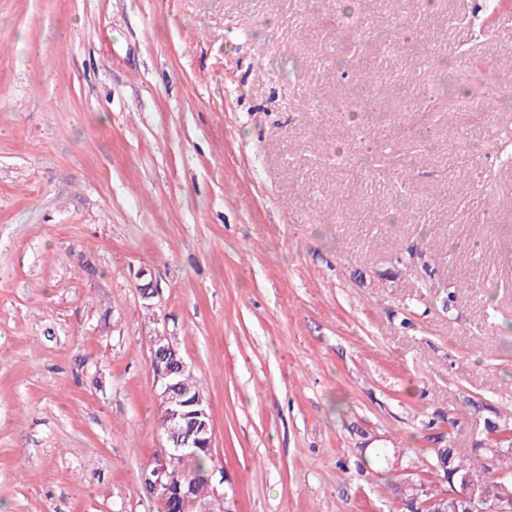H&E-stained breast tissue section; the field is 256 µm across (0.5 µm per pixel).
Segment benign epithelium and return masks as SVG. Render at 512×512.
Segmentation results:
<instances>
[{
  "label": "benign epithelium",
  "instance_id": "7a95c632",
  "mask_svg": "<svg viewBox=\"0 0 512 512\" xmlns=\"http://www.w3.org/2000/svg\"><path fill=\"white\" fill-rule=\"evenodd\" d=\"M151 366L160 400L163 444L154 466L144 469L142 488L161 512H190L198 494V479L188 472L174 479L169 465L200 448L213 447L209 402L201 392L189 396L180 390L179 377L188 371V364L172 337H156ZM416 489L414 501L404 502L408 512H512V483L477 488L463 482L460 489L448 495H435L424 484L416 485Z\"/></svg>",
  "mask_w": 512,
  "mask_h": 512
}]
</instances>
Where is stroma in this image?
Here are the masks:
<instances>
[{
  "instance_id": "obj_1",
  "label": "stroma",
  "mask_w": 512,
  "mask_h": 512,
  "mask_svg": "<svg viewBox=\"0 0 512 512\" xmlns=\"http://www.w3.org/2000/svg\"><path fill=\"white\" fill-rule=\"evenodd\" d=\"M491 24L479 28L474 11ZM0 0V512H159L154 337L210 402L235 512H406L427 452L512 418V163L485 91L512 76L497 0ZM334 23L332 40L320 24ZM383 59V108L341 78ZM476 59V106L423 112ZM436 146L355 165L336 149ZM423 254L433 276L402 267ZM151 298H143L142 285ZM451 307H444L448 292ZM496 301H489V294Z\"/></svg>"
}]
</instances>
